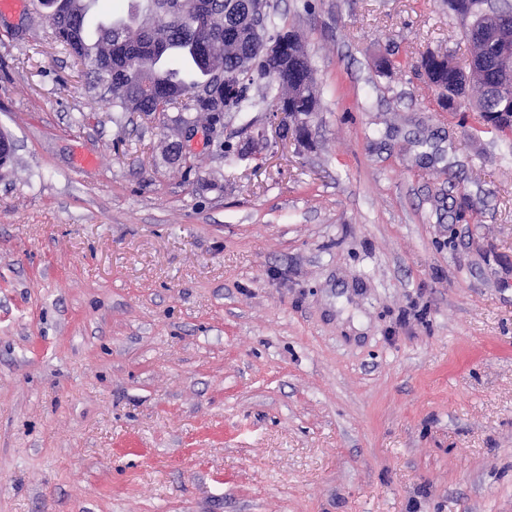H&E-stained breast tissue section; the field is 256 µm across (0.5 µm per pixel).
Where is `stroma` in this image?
<instances>
[{"instance_id": "obj_1", "label": "stroma", "mask_w": 512, "mask_h": 512, "mask_svg": "<svg viewBox=\"0 0 512 512\" xmlns=\"http://www.w3.org/2000/svg\"><path fill=\"white\" fill-rule=\"evenodd\" d=\"M274 2L312 145L232 166L0 27V512H512V136L410 67L462 26Z\"/></svg>"}]
</instances>
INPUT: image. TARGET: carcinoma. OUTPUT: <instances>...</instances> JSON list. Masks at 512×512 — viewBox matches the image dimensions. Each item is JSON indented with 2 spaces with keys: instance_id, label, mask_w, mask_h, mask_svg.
Wrapping results in <instances>:
<instances>
[{
  "instance_id": "obj_1",
  "label": "carcinoma",
  "mask_w": 512,
  "mask_h": 512,
  "mask_svg": "<svg viewBox=\"0 0 512 512\" xmlns=\"http://www.w3.org/2000/svg\"><path fill=\"white\" fill-rule=\"evenodd\" d=\"M66 2L65 16L51 20L55 41L90 67L112 111L175 113L168 127L171 138H178L187 125L214 126L228 112L248 111L252 106L248 91L259 80L270 93L269 107L288 113L297 138L306 134L318 110L307 41L299 30L279 25L270 12L259 17L257 0H146L143 28L138 31L93 27L90 12L79 7L80 0ZM488 8V0H448V13L460 19L463 38L473 47L468 67H461L449 54L427 51L412 68L439 90V105L450 111L455 110L456 99L477 93L476 122L506 135L512 134V114L502 116V105L488 97L484 88L497 79L512 88V74L484 67L479 58L495 56L498 50L472 38ZM280 38L286 39L280 58L259 56L264 41ZM92 41L100 49L91 48ZM163 53L174 79L152 70L151 57ZM188 60L205 73V79H177ZM222 78L236 86L228 105L209 94Z\"/></svg>"
}]
</instances>
